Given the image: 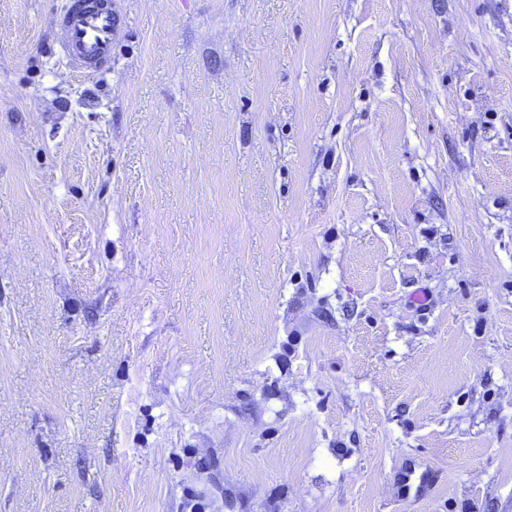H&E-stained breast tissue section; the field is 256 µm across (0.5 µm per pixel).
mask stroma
<instances>
[{
  "mask_svg": "<svg viewBox=\"0 0 512 512\" xmlns=\"http://www.w3.org/2000/svg\"><path fill=\"white\" fill-rule=\"evenodd\" d=\"M61 3L0 0V512H512V0H112L92 76Z\"/></svg>",
  "mask_w": 512,
  "mask_h": 512,
  "instance_id": "stroma-1",
  "label": "stroma"
}]
</instances>
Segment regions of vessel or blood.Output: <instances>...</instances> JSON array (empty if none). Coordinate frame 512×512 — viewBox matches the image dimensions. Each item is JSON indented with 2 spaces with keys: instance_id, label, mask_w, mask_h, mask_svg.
I'll return each mask as SVG.
<instances>
[{
  "instance_id": "obj_1",
  "label": "vessel or blood",
  "mask_w": 512,
  "mask_h": 512,
  "mask_svg": "<svg viewBox=\"0 0 512 512\" xmlns=\"http://www.w3.org/2000/svg\"><path fill=\"white\" fill-rule=\"evenodd\" d=\"M58 24L61 54L74 71L86 74L111 63L117 20L109 7L99 0H66Z\"/></svg>"
}]
</instances>
